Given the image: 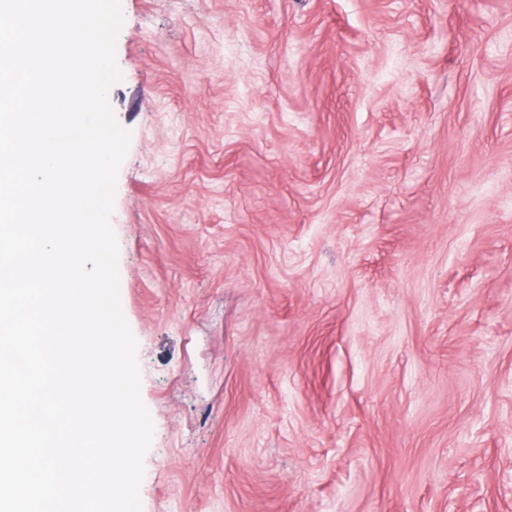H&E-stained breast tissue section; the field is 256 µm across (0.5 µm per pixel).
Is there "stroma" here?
Wrapping results in <instances>:
<instances>
[{
    "label": "stroma",
    "instance_id": "35a3bbf8",
    "mask_svg": "<svg viewBox=\"0 0 512 512\" xmlns=\"http://www.w3.org/2000/svg\"><path fill=\"white\" fill-rule=\"evenodd\" d=\"M142 512H512V0H120Z\"/></svg>",
    "mask_w": 512,
    "mask_h": 512
}]
</instances>
